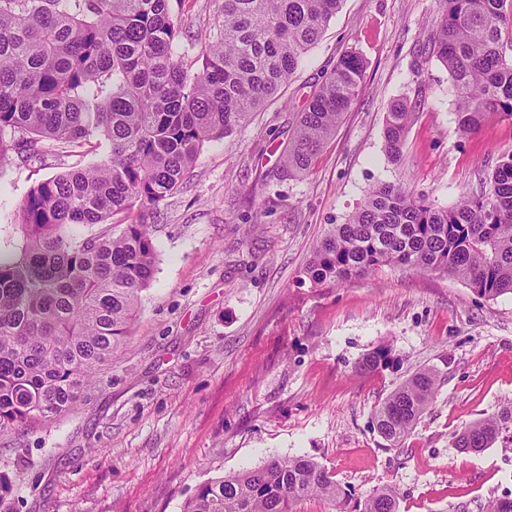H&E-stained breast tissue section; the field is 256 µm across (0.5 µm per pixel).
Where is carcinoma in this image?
<instances>
[{
    "label": "carcinoma",
    "mask_w": 512,
    "mask_h": 512,
    "mask_svg": "<svg viewBox=\"0 0 512 512\" xmlns=\"http://www.w3.org/2000/svg\"><path fill=\"white\" fill-rule=\"evenodd\" d=\"M169 0H0V168L10 152L108 156L34 184L19 205L20 241L0 249V432L72 409L112 355L155 266L152 225L116 232L117 213L159 205L185 181L203 144L247 123L286 84L342 0H220L219 35L201 45L202 68L183 65ZM506 0H441L434 48L448 69L465 133L492 115L512 117V32ZM363 60L343 55L299 113L282 173L308 172L364 89ZM411 120L387 112L385 152L397 157ZM477 197L439 208L400 186L373 189L345 224H334L309 268L342 283L383 265L442 271L493 300L512 294V152ZM109 224L81 237L74 228ZM390 364L368 355L361 370ZM438 388L420 370L375 412L389 447H401ZM512 425V405L466 426L455 447L485 449ZM316 497L339 512H399L393 486L362 501L304 456L272 459L203 486L184 512H290Z\"/></svg>",
    "instance_id": "obj_1"
}]
</instances>
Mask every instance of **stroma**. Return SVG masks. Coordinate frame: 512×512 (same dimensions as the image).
Masks as SVG:
<instances>
[{
	"instance_id": "1",
	"label": "stroma",
	"mask_w": 512,
	"mask_h": 512,
	"mask_svg": "<svg viewBox=\"0 0 512 512\" xmlns=\"http://www.w3.org/2000/svg\"><path fill=\"white\" fill-rule=\"evenodd\" d=\"M190 49L214 37L218 0H170ZM439 0H343L289 82L251 120L204 144L189 178L149 213L156 263L129 333L73 409L0 433V512H184L207 483L305 456L353 498L390 485L399 512H484L512 498V427L481 452L454 438L512 402V295L478 296L439 271L381 266L343 283L306 273L331 225L377 185L449 208L479 195L512 152V119L462 133L448 70L432 46ZM365 64L364 90L312 168L284 176L300 112L338 59ZM412 112L398 160L386 115ZM12 157L0 171V247L36 182L101 162ZM392 367L357 372L377 347ZM438 392L403 447L373 411L408 375Z\"/></svg>"
}]
</instances>
